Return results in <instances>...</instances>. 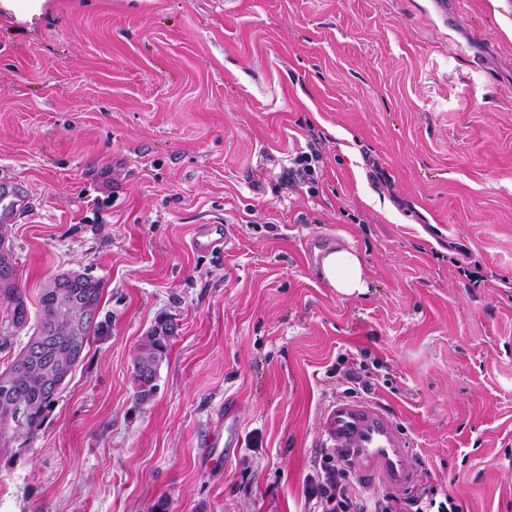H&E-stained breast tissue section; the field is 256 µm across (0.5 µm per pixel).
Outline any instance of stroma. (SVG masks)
<instances>
[{
	"instance_id": "obj_1",
	"label": "stroma",
	"mask_w": 512,
	"mask_h": 512,
	"mask_svg": "<svg viewBox=\"0 0 512 512\" xmlns=\"http://www.w3.org/2000/svg\"><path fill=\"white\" fill-rule=\"evenodd\" d=\"M445 2L0 9V172L31 199L0 261L30 301L100 280L111 321L0 452V512H308L355 362L421 486L512 512V0ZM312 145L311 184L291 160ZM218 222L232 247L193 252ZM326 237L357 250L363 293L308 263ZM161 318L143 403L133 357ZM173 332L174 327L167 320L159 319L143 337L133 362L136 397L140 402L148 401L154 393L160 366L169 355Z\"/></svg>"
}]
</instances>
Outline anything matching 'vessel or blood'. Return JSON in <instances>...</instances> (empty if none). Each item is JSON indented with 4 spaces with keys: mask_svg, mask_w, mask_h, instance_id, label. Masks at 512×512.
Wrapping results in <instances>:
<instances>
[{
    "mask_svg": "<svg viewBox=\"0 0 512 512\" xmlns=\"http://www.w3.org/2000/svg\"><path fill=\"white\" fill-rule=\"evenodd\" d=\"M28 203L25 193L0 195V222L15 220ZM232 231L226 224H201L190 246L199 254L228 250ZM332 448L355 465V475L364 484L405 494L420 479L417 453L410 438L392 414L378 403L358 397H343L332 403L323 420Z\"/></svg>",
    "mask_w": 512,
    "mask_h": 512,
    "instance_id": "1",
    "label": "vessel or blood"
}]
</instances>
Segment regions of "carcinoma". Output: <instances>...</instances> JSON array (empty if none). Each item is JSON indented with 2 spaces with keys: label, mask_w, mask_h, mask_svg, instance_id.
<instances>
[{
  "label": "carcinoma",
  "mask_w": 512,
  "mask_h": 512,
  "mask_svg": "<svg viewBox=\"0 0 512 512\" xmlns=\"http://www.w3.org/2000/svg\"><path fill=\"white\" fill-rule=\"evenodd\" d=\"M61 278L57 274L38 288V317L33 325L24 295L0 282V302L5 301L10 307L11 326L28 329L26 341L0 371V416L11 418V422L0 424L1 448L9 447L20 435L33 433L45 421L54 400L42 391L44 375L51 374L60 382L67 380L83 359L91 339L109 331V322L86 319L81 310L62 307L57 300L59 289L53 287ZM75 279L93 282L84 292L87 304L100 310L101 283L85 273L77 274ZM173 332L174 327L167 320H157L134 357L136 397L142 403L154 393L160 366L168 359Z\"/></svg>",
  "instance_id": "cac0c4a2"
}]
</instances>
